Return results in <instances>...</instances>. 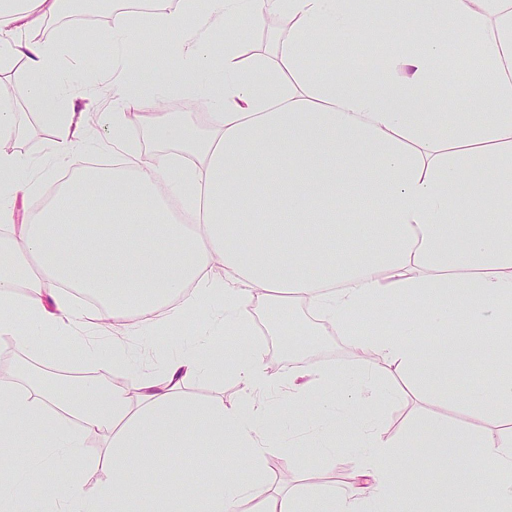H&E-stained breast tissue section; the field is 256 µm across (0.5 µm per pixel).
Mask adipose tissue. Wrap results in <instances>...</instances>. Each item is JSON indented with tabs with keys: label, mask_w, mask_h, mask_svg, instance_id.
<instances>
[{
	"label": "adipose tissue",
	"mask_w": 512,
	"mask_h": 512,
	"mask_svg": "<svg viewBox=\"0 0 512 512\" xmlns=\"http://www.w3.org/2000/svg\"><path fill=\"white\" fill-rule=\"evenodd\" d=\"M67 0H0V71L13 70L50 127L51 151L73 167L68 185L33 219H18L26 193L25 159L13 143L20 114L0 99V337L27 344L34 331L79 345L100 373L66 393L29 376L0 394V447L23 457L27 439H44V452L25 482L15 485L0 512H240L242 497L258 512H361L393 493L403 512H420L421 499L440 496L426 458L417 493L402 491V473L386 460L389 443L368 425L376 393L359 382L330 391L334 374L288 376L289 401L270 393V375L255 349L240 351L231 367L245 397L234 408L193 405L182 391L221 368L224 348L203 341L168 358L161 376L140 379L135 391L114 378L135 353L143 329L169 334L202 309L228 336L250 332L255 304L289 296L309 303L319 322L338 327L377 320L385 298L422 299L417 319L395 330L358 334L354 347L376 352L448 397L441 379L474 357L497 355L502 372L475 394L482 418H497L505 433L486 441L433 419L413 439L420 448L464 456L473 478L454 477V494H485L512 507V0H394L389 11L408 28L384 67L370 73L311 67L313 46L349 37L368 18L362 0H207L206 16L265 13L288 16L279 46L283 65L270 70L244 63L232 31L224 50L205 41L186 44L187 14L177 9L143 20L114 15L100 35L125 61L139 43L171 36L176 89L210 108L205 129L157 109L158 93L119 90V112L103 117L114 158L108 169L77 157L80 114L69 105L74 86L60 65L61 47L41 39L47 17ZM462 43L478 55L483 76L470 91L488 100L481 112L449 113L427 89L446 83L448 47ZM25 57L14 68L15 57ZM139 110L159 148L143 160L128 138L126 110ZM174 146L178 155L167 154ZM348 223L337 227L336 215ZM94 288L100 303L81 308L72 288ZM465 319L469 332L455 330ZM311 407L324 431L366 435L360 481L349 494L270 493L261 474L279 453L271 422ZM108 436V483L88 492L81 453L87 435ZM240 448L231 468L204 478L145 489V472H166V451L187 443L223 455L225 441ZM253 480L239 487L234 471ZM58 482L29 492L44 470Z\"/></svg>",
	"instance_id": "ef3b65f1"
}]
</instances>
